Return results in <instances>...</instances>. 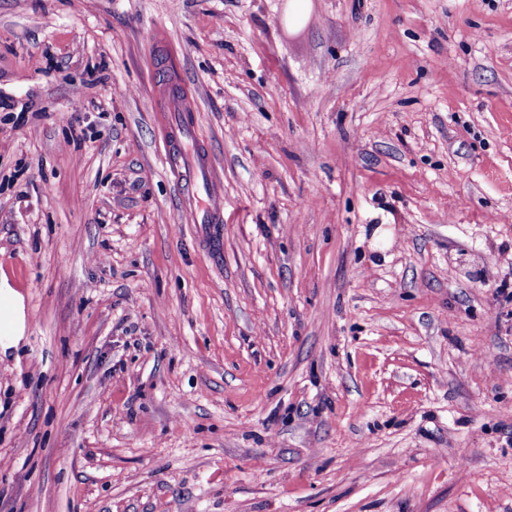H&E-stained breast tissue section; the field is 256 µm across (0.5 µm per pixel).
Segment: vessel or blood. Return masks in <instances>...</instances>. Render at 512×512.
<instances>
[{
  "label": "vessel or blood",
  "instance_id": "1",
  "mask_svg": "<svg viewBox=\"0 0 512 512\" xmlns=\"http://www.w3.org/2000/svg\"><path fill=\"white\" fill-rule=\"evenodd\" d=\"M168 112L171 114L170 127L178 137L180 146L170 157V169L186 177L191 192L185 203V210L192 223L196 224L201 237L210 239L216 234L224 215V194L211 177L210 164L196 139L193 114L197 107L188 91L164 94Z\"/></svg>",
  "mask_w": 512,
  "mask_h": 512
}]
</instances>
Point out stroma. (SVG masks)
<instances>
[{
	"label": "stroma",
	"mask_w": 512,
	"mask_h": 512,
	"mask_svg": "<svg viewBox=\"0 0 512 512\" xmlns=\"http://www.w3.org/2000/svg\"><path fill=\"white\" fill-rule=\"evenodd\" d=\"M288 2L0 0V512H512V0ZM167 112H171L170 127L179 137V150L170 157V169L177 179L186 177L191 185V193L185 203L186 214L202 238L211 239L216 234V226L221 224L224 215V194L211 177L208 157L198 145L193 113L196 103L187 90L180 93L160 91ZM184 170V171H183ZM0 293L3 294L4 297H10L12 300V309L7 317L9 333L7 334L6 338L8 339H6L4 343H0L1 355V353H5V350L7 348L16 346L24 336L26 329V316L23 301L19 296H17L14 292L9 290V288L1 289V283Z\"/></svg>",
	"instance_id": "obj_1"
}]
</instances>
